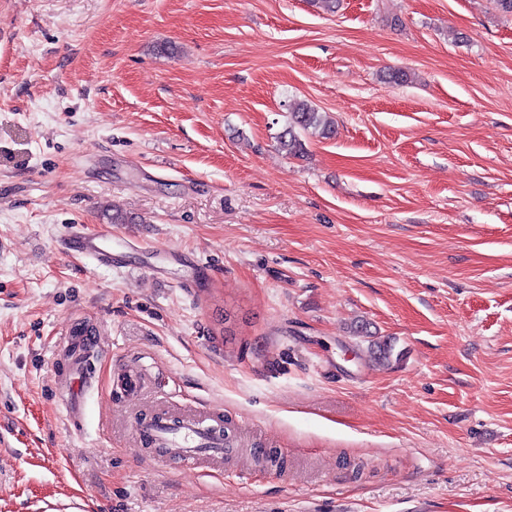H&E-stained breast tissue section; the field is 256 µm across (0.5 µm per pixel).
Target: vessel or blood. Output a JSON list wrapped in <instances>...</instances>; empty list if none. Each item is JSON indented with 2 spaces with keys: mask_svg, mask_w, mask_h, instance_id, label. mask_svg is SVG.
<instances>
[{
  "mask_svg": "<svg viewBox=\"0 0 512 512\" xmlns=\"http://www.w3.org/2000/svg\"><path fill=\"white\" fill-rule=\"evenodd\" d=\"M67 241L102 267L112 266L120 257L112 248L111 238L105 236L89 242L73 227L68 232ZM116 385L128 399L136 400L146 390L157 387L158 376L152 366H131L118 373ZM132 426L138 442L160 449L163 456L188 466L201 459L223 463L228 449L221 416L216 412L137 416L133 418Z\"/></svg>",
  "mask_w": 512,
  "mask_h": 512,
  "instance_id": "vessel-or-blood-1",
  "label": "vessel or blood"
}]
</instances>
